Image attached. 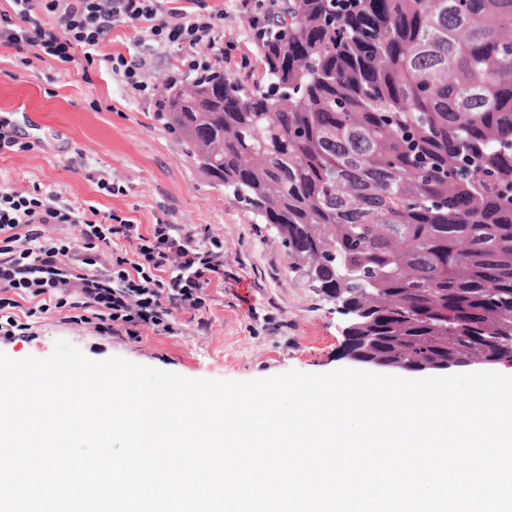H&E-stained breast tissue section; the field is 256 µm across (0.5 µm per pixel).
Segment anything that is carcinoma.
Listing matches in <instances>:
<instances>
[{
  "instance_id": "carcinoma-1",
  "label": "carcinoma",
  "mask_w": 512,
  "mask_h": 512,
  "mask_svg": "<svg viewBox=\"0 0 512 512\" xmlns=\"http://www.w3.org/2000/svg\"><path fill=\"white\" fill-rule=\"evenodd\" d=\"M267 85L171 80L155 117L359 312L380 363L512 352V0H284Z\"/></svg>"
}]
</instances>
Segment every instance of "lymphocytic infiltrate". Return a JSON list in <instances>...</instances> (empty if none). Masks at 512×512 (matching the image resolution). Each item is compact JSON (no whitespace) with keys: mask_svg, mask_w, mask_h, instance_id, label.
<instances>
[{"mask_svg":"<svg viewBox=\"0 0 512 512\" xmlns=\"http://www.w3.org/2000/svg\"><path fill=\"white\" fill-rule=\"evenodd\" d=\"M0 11V46L13 48L22 67L51 58L94 64L92 51L113 28L132 27L138 54L109 56L113 75L132 93L147 91L145 52L214 43L224 13L196 0L195 15L169 0H11ZM84 57H77V50ZM48 224H66L78 239L52 237ZM224 279V244L187 224L168 221L141 231L116 212L68 200L40 186L0 184V335L26 330L27 318L69 308L80 323L139 338L142 328L173 330L176 313L208 308L209 288Z\"/></svg>","mask_w":512,"mask_h":512,"instance_id":"obj_1","label":"lymphocytic infiltrate"}]
</instances>
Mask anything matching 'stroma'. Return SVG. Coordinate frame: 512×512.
<instances>
[{"label": "stroma", "instance_id": "obj_1", "mask_svg": "<svg viewBox=\"0 0 512 512\" xmlns=\"http://www.w3.org/2000/svg\"><path fill=\"white\" fill-rule=\"evenodd\" d=\"M275 2L207 0L223 10L224 32L215 45L199 46L198 56L247 84L263 82L250 18L272 11ZM187 72L184 52L154 57L143 74L150 93L134 95L105 67L85 73L48 59L21 69L14 49L0 46V110L14 113L19 133L34 144L0 156L1 181L19 190L57 189L145 229L171 221L224 241V280L209 290L206 326L180 312L174 333L146 327L133 340L69 322L68 309L53 308L30 318L25 335L0 337V352L15 360L45 358L63 339L94 361L121 357L188 379L228 381L350 367L347 318L335 302L289 269L273 226L200 172L177 134L156 121L158 90ZM102 179L124 186V193H103Z\"/></svg>", "mask_w": 512, "mask_h": 512}]
</instances>
